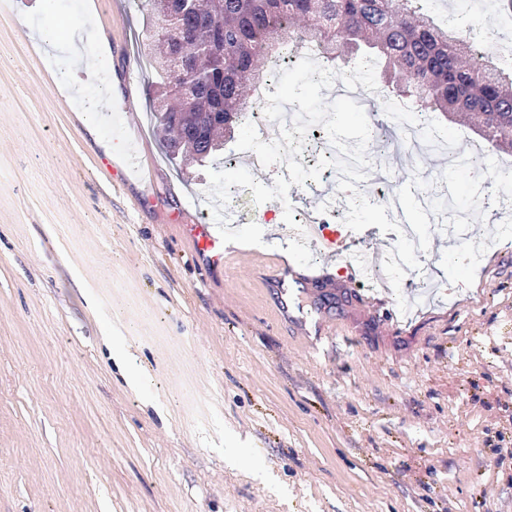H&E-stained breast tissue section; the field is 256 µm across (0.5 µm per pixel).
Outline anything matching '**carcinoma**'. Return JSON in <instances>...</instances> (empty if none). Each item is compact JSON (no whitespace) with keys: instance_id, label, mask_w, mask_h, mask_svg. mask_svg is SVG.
Segmentation results:
<instances>
[{"instance_id":"cac0c4a2","label":"carcinoma","mask_w":512,"mask_h":512,"mask_svg":"<svg viewBox=\"0 0 512 512\" xmlns=\"http://www.w3.org/2000/svg\"><path fill=\"white\" fill-rule=\"evenodd\" d=\"M156 33L154 64L161 104L155 109L166 142L184 158L204 163L224 149L223 137L250 121L259 103L248 91L269 78V59L295 56L307 41L341 73L368 54L384 62L392 92L421 112L470 126L496 150L512 151V71L466 50L465 42L415 7L417 0H187L194 26L177 39L166 27L167 0H145ZM190 65L177 74L172 52ZM192 86L191 98L176 90ZM186 112L224 113L198 139Z\"/></svg>"}]
</instances>
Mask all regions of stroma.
<instances>
[{
    "label": "stroma",
    "instance_id": "1",
    "mask_svg": "<svg viewBox=\"0 0 512 512\" xmlns=\"http://www.w3.org/2000/svg\"><path fill=\"white\" fill-rule=\"evenodd\" d=\"M4 3L0 512H512V199L483 205L512 154L488 155L482 190L449 178L442 149L376 158L367 199L412 175L469 211L461 234L416 207L433 264L397 289L355 272L354 255L389 254L398 236L344 224L340 173L291 186L295 215L336 246L309 242L316 283L290 311L266 283L291 262L281 202L238 189L236 222L263 243L225 245L216 271L186 233L210 223L208 172L223 164L169 159L155 135L141 0ZM501 3L423 0L440 25L473 14L497 29L509 63ZM49 16L78 50L106 40V81L41 42ZM106 139L123 152L107 156ZM463 244L476 262L449 268Z\"/></svg>",
    "mask_w": 512,
    "mask_h": 512
}]
</instances>
